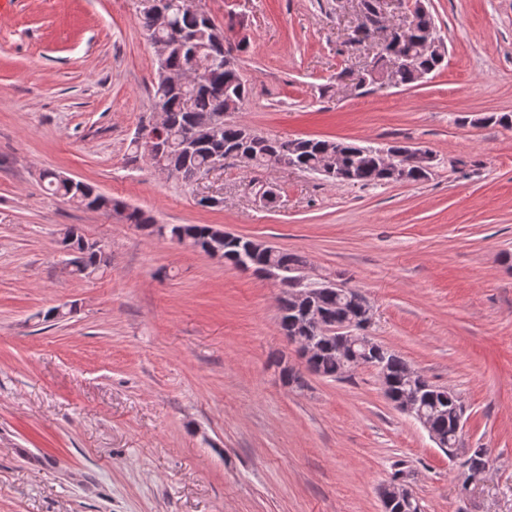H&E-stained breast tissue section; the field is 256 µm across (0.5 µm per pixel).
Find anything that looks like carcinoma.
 <instances>
[{"label":"carcinoma","mask_w":512,"mask_h":512,"mask_svg":"<svg viewBox=\"0 0 512 512\" xmlns=\"http://www.w3.org/2000/svg\"><path fill=\"white\" fill-rule=\"evenodd\" d=\"M172 29L181 33L183 41L176 42L170 32L155 30L148 15L140 14V23L152 45H168L165 58L157 59L156 80L153 85V105L165 111V119L159 133L162 158L171 174L186 183L194 181L196 174L217 160L233 159L239 153L250 157L252 169L271 172L292 166L298 170L317 174L324 161L342 155L343 165L330 179L340 184L376 186L394 182L385 169L378 149L359 146L346 141L323 138H301L276 140L265 137L254 130L225 119L226 113L238 111L249 94L237 59L227 60L224 42L226 31L215 24L212 18L190 15L174 7L170 10ZM440 38L433 15L426 8H419L412 15L410 27L403 37L402 50L411 58L408 66H402L388 74L395 86L414 84L425 76L443 67L447 49L440 52L426 51L422 42L426 37ZM194 67L199 71L198 80L191 85L167 82L160 70H183ZM41 180L48 183L53 193L79 207L92 211L109 210L123 215L124 219L150 233L168 236L178 244L188 238L195 239L200 251L223 252L224 261L244 272L265 277L272 267L283 270L301 269L305 260L296 253L278 250L269 253L251 248L250 239L224 233L210 224H161L155 225L152 217L138 208L125 205L97 193L89 199L86 193L93 191L89 184L86 191L53 171H45ZM61 245L77 252L69 260L71 273L89 277L101 268L104 262L102 247L88 242L75 227L67 228ZM279 297L280 328L290 335L300 336L311 342L317 353L306 361L307 370L317 376L331 380H343L357 368L368 366L385 372L383 383L388 391L404 393L412 389L420 392L424 413L430 418L434 430L447 442L444 450L451 452L453 417L464 412L460 400L453 391L436 386L428 379L413 378L410 364L401 355L388 348L379 353L369 351L362 360H354L348 348L336 335H325L309 323V316L319 314L323 322L335 325L344 320L359 317L365 298L352 288H317L313 290L307 306H302L289 294L288 279L280 282ZM280 375L288 385L305 386L303 376L288 366L284 358L275 361Z\"/></svg>","instance_id":"carcinoma-1"}]
</instances>
